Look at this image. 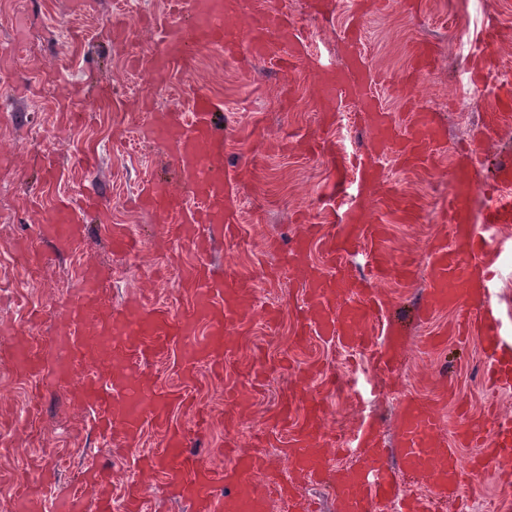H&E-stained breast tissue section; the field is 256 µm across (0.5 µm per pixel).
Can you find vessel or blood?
<instances>
[{
  "label": "vessel or blood",
  "mask_w": 512,
  "mask_h": 512,
  "mask_svg": "<svg viewBox=\"0 0 512 512\" xmlns=\"http://www.w3.org/2000/svg\"><path fill=\"white\" fill-rule=\"evenodd\" d=\"M224 0H177L175 10L158 18L165 34L164 60L190 59L198 47L219 46L228 52L245 51L261 59L282 58L284 43L269 41V33L280 30L286 14L281 0H267L251 37L231 43L224 40ZM360 39L358 28H350L346 36L347 60L329 71L325 86L336 93L360 100L370 113L379 145L388 147L404 164L428 165L443 143L440 128L431 114L411 110L403 113L400 123H392L373 91L374 76L364 66L363 57L355 49ZM499 45L496 19L485 21L479 35V59L492 60ZM215 106L204 93L193 94L184 112L171 113L146 125V140L160 143L176 169L181 173L199 203L200 220L220 230L227 223L224 208V135L215 121ZM320 150L336 169L334 185L343 189L356 183L361 189L382 187L384 175L372 160L356 155L338 154L334 144L321 143ZM448 179L453 191L448 199L446 222L451 226V244L435 243L431 252V269L425 301L428 310L452 308L462 312L474 335L484 337L489 369L483 382L487 391L496 393L512 386V341L503 340L499 322L493 314L496 295L494 279L504 246V229L512 227V197H497L487 210L486 231L472 223L467 200L487 184L482 171L472 164L451 169ZM144 206L158 211L168 223L171 235L182 237L192 233L193 225L184 219L185 201L164 185L153 186L142 198ZM346 223L358 225L354 234L342 241L328 240L329 256L336 257L358 247L371 257L368 278L390 279L406 275L407 268L393 263L383 245L381 225L366 224L356 211H349ZM82 231L69 208H58L51 223L43 225L41 235L56 250L67 249ZM346 266H339L335 277L312 284L310 304L318 313L320 333L332 336L347 348L364 343L368 322L383 318L386 306L371 292L366 283ZM350 288L351 296L337 302L338 285ZM181 286L189 297L188 312L177 317L160 306L145 305L139 312L112 311L100 294L95 279H88L69 311L66 332L56 337L60 363L59 375H68L76 361L92 359L98 369L81 382L80 402L98 410L107 428L124 439L135 438L145 420L167 428L165 449L159 460L145 458V467L161 462L168 484L181 499L189 501L196 512H267L276 476L256 483L254 474L262 470V458L254 452L238 449L233 454L229 472H221L190 451L191 441L176 429H168L171 396L161 395L154 387L142 383L130 370L128 362L151 352L164 354L170 341L186 337L183 355L188 362L217 365L228 349L226 334L235 326L242 310L243 282L210 279L204 263H197L185 274ZM204 330L203 341H195L197 330ZM402 339L386 330L375 361L382 372L392 371L398 364ZM17 368L26 376L39 375L47 360L30 343L17 344L14 351ZM307 415L302 427L293 434L289 461L303 475H314L324 466L327 436L320 422L315 397H307ZM441 425L435 410L428 405L410 404L401 409L396 434L397 457L389 459L378 444L373 428L359 431L362 448L351 469L336 471V499L340 512H376L389 498L397 473L428 475L430 494L411 495L403 503V512H425L429 498L459 502L460 490L472 484L487 468H494L502 487H512V426L493 424L488 434L473 432L471 427L457 428L453 444L440 438ZM473 447L469 465H462L459 445ZM232 475L235 489L228 497L216 493L225 475ZM86 493L49 498L35 488L19 495L17 512L36 508L37 512H113L112 477L100 466L88 468L83 476Z\"/></svg>",
  "instance_id": "b4317fda"
}]
</instances>
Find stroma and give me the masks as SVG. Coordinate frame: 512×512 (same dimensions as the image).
Masks as SVG:
<instances>
[{"mask_svg":"<svg viewBox=\"0 0 512 512\" xmlns=\"http://www.w3.org/2000/svg\"><path fill=\"white\" fill-rule=\"evenodd\" d=\"M308 3L288 6L291 22L309 25L312 35L285 71L207 48L192 66L176 60L154 72L164 47L154 20L168 0H21L0 12V505L37 482L49 496L84 491L83 472L95 464L111 471L115 497L138 491V512H192L160 470L143 468L144 449L158 451L165 442L153 422L136 443L106 441L94 412L77 403L79 379L61 382L47 370L32 381L15 367L12 351L16 340L34 339L50 353L66 307L95 270L104 273L101 289L112 307L141 301L175 313L186 308L180 282L197 258L195 244L168 236L157 213L139 203L152 182L177 187L181 178L140 126L149 114L184 110L196 92L208 94L221 116L226 197L236 218L235 231L216 236L207 260L216 276L248 283L247 316L230 336L233 357L222 378L204 365L186 374L178 342L133 366L158 392L188 396V403L172 407V427L192 432L195 410L209 412L210 427L194 440L193 452L221 470L231 465L229 447L258 452L297 497L313 500L317 512H337L331 483L297 477L285 456L305 413L293 404L288 429L277 428L292 391L317 385L328 438L347 440L345 453L329 449L332 467L355 460L354 437L363 425L375 428L384 447H394L398 414L409 400L433 404L448 442L459 423L482 428L487 406L512 419V388L488 396L481 382L488 361L476 337L454 335L455 310L422 309L430 249L450 238L442 221L449 168L468 156L488 173L496 154L512 150V130L489 135L484 112L462 109L491 90L494 74L482 82L457 78L469 72L473 43L489 15L504 34L496 59L512 63V0H421L415 8L409 0H386L364 14L358 0H337L327 22L315 20ZM353 25L367 68L384 79L378 94L385 110L395 119L409 109L429 110L443 124L445 141L424 168L401 165L388 150L371 152L384 172V190L361 193L352 186L327 196L329 159L308 142H335L346 155L371 151L373 142L357 103L340 96L325 108L319 100L320 74L340 64ZM428 43L437 61L415 71L408 49ZM392 195L412 205L416 222L391 207ZM62 204L85 234L60 253L39 228ZM352 209L384 225L394 260L411 265L406 278L373 286L388 305L386 325L405 337V352L383 385L370 349H343L321 335L308 310V273L335 276L324 241L341 234ZM108 223L123 228L136 249L113 250ZM299 235L310 239L304 264L288 277H273ZM22 240L41 254L40 265L18 251Z\"/></svg>","mask_w":512,"mask_h":512,"instance_id":"stroma-1","label":"stroma"}]
</instances>
